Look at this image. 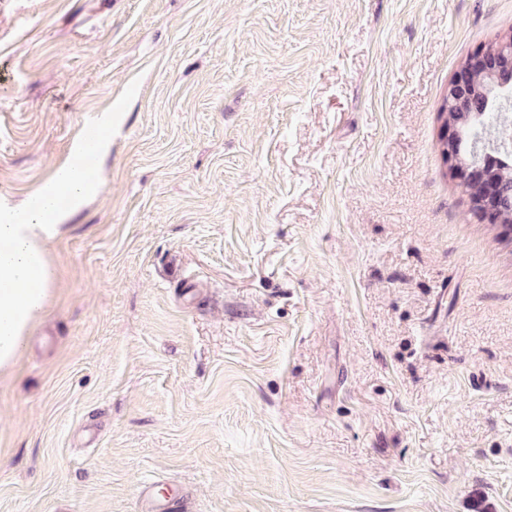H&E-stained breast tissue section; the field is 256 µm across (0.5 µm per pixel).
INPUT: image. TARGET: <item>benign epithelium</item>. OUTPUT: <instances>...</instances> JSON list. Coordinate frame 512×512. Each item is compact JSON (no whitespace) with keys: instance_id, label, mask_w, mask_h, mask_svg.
<instances>
[{"instance_id":"7a95c632","label":"benign epithelium","mask_w":512,"mask_h":512,"mask_svg":"<svg viewBox=\"0 0 512 512\" xmlns=\"http://www.w3.org/2000/svg\"><path fill=\"white\" fill-rule=\"evenodd\" d=\"M496 78L500 86L512 87V34L505 35L494 48H481L467 58L448 83L446 97L448 107L464 115H476L484 110L479 97L478 79ZM448 169L460 183L478 182L483 185L486 197L477 203L482 222L499 224L501 217L495 206V198L502 175L497 163L489 160L480 166H472L461 160L454 149H448Z\"/></svg>"}]
</instances>
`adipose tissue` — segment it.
I'll return each instance as SVG.
<instances>
[{
	"label": "adipose tissue",
	"instance_id": "obj_1",
	"mask_svg": "<svg viewBox=\"0 0 512 512\" xmlns=\"http://www.w3.org/2000/svg\"><path fill=\"white\" fill-rule=\"evenodd\" d=\"M68 216L38 206L33 194L18 208L0 201V374L14 370L52 303L57 273L47 244Z\"/></svg>",
	"mask_w": 512,
	"mask_h": 512
}]
</instances>
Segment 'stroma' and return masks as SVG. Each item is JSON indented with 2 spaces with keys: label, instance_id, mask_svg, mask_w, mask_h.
<instances>
[{
  "label": "stroma",
  "instance_id": "1",
  "mask_svg": "<svg viewBox=\"0 0 512 512\" xmlns=\"http://www.w3.org/2000/svg\"><path fill=\"white\" fill-rule=\"evenodd\" d=\"M512 0H0V199L98 194L0 377V512H512V234L438 109ZM155 483H144L139 490L140 512H175L184 507L180 493L161 496Z\"/></svg>",
  "mask_w": 512,
  "mask_h": 512
}]
</instances>
